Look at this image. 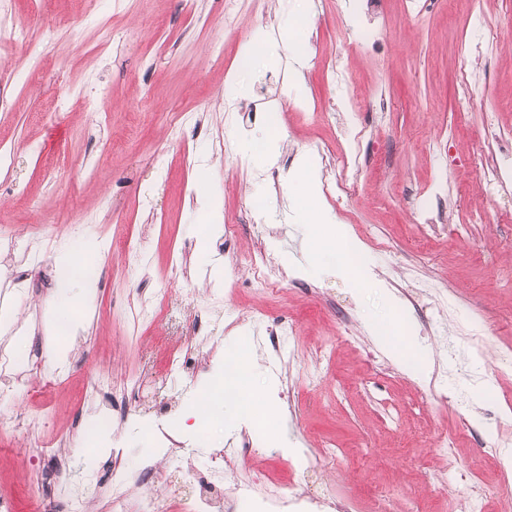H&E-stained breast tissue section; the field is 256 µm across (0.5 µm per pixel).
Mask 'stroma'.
Masks as SVG:
<instances>
[{
    "label": "stroma",
    "mask_w": 512,
    "mask_h": 512,
    "mask_svg": "<svg viewBox=\"0 0 512 512\" xmlns=\"http://www.w3.org/2000/svg\"><path fill=\"white\" fill-rule=\"evenodd\" d=\"M62 22L52 39L41 20ZM234 16L235 32L224 28ZM487 35L468 50L472 23ZM28 37L0 45V349L20 381L0 380V496L29 512L58 448L69 481L89 465L108 478L113 449L130 472L153 460L168 479L159 502L189 491L212 449L250 443L225 487L275 477L297 491L366 512L382 482L400 496L452 502L481 487L488 512H512V483L478 434L512 440V188L486 192L481 167L512 146V0H0V27ZM296 25L301 53L249 48L256 30ZM386 34L367 44L359 29ZM346 78L326 79L333 56ZM72 93L59 107L46 89ZM474 108L458 111L462 95ZM184 117L172 136L170 114ZM361 151L354 188L323 194L336 160ZM443 186L448 210L426 234L412 222ZM317 205L322 224L307 212ZM148 262L124 265L127 237ZM353 239L364 255L340 253ZM263 250L281 274L277 293L253 281L247 254ZM100 272L67 280L60 252ZM186 257L172 270L169 256ZM73 289L78 330L55 307ZM168 306L151 322L139 309ZM294 323L272 347L258 314ZM481 322V335L468 333ZM422 348L429 366L387 355L375 330ZM198 336V370L169 377L171 349ZM330 341L319 383L314 346ZM243 366L247 397L268 409L256 430L234 407L201 394L224 359ZM65 366L64 383L32 398L28 385ZM106 377L114 418L108 449L94 428L90 385ZM31 427H13L16 416ZM176 432L181 460L156 446ZM335 460L300 474L296 458L329 444Z\"/></svg>",
    "instance_id": "stroma-1"
}]
</instances>
